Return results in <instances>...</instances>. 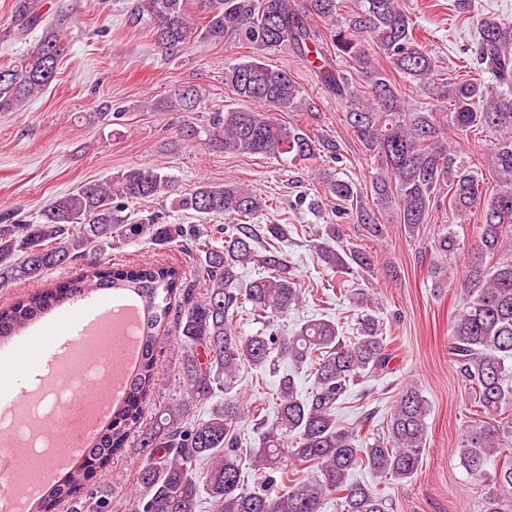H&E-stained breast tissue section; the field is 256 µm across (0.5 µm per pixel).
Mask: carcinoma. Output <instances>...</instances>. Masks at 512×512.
<instances>
[{"label":"carcinoma","mask_w":512,"mask_h":512,"mask_svg":"<svg viewBox=\"0 0 512 512\" xmlns=\"http://www.w3.org/2000/svg\"><path fill=\"white\" fill-rule=\"evenodd\" d=\"M196 4L205 20L201 26L189 13L188 0H131L128 23L148 27L158 47L171 54L194 36L214 43L238 37L261 51L291 46L316 69L320 83L347 102L346 122L379 167L371 182L377 206L396 208L399 223L411 232L446 207L455 221L473 220L467 270L455 283L462 307L450 326L449 354L478 395L483 416L464 427L457 450L466 473L489 482L480 512H509L512 456L503 457V439H512V28L494 16L479 21L478 38L469 48L478 77L442 84L439 96L451 105L443 115L434 109L406 111L385 72L387 65L425 87L435 71V60L401 0H359L355 10L344 14L341 0ZM13 24L22 33L40 27L42 34L26 53L0 67V112H14L42 94L54 81L64 52L63 38L40 13L39 0H17ZM337 58L362 69L365 89L340 75ZM224 84L247 107L210 113L202 130L188 121L180 135H204L210 147L225 153L329 164L319 179L336 207L334 221L315 230L325 241L321 257L340 274L371 269L367 254L344 245L342 223L360 191L338 176L340 146L317 129L274 116L313 114L314 104L295 80L252 58L226 66ZM199 100V90L187 86L151 103L150 109L193 112ZM450 127L464 134L480 129L496 135L489 167L499 190H483L475 163L447 140ZM171 191L172 179L162 169L133 166L56 198L33 223H20L13 211L0 214V288L42 281L58 268L79 267L76 276L60 284L1 305L0 341L21 335L43 314L103 290L131 293L143 308L140 355L129 373L124 401L112 409V419L74 469L37 499L35 512H61L65 504L82 500L94 478L108 471L135 437L146 461L130 491V512H203L205 507L208 512H322L329 498L336 500L337 512H390L381 492L354 480L353 472L367 469L383 483L411 480L421 461L429 405L418 389L405 387L386 430L370 439L336 421V409L352 387L381 375L392 359L373 299L359 293L360 329L352 337L322 316L290 331L281 328L280 318L302 302L305 289L282 258L288 225L253 223L269 207L268 200L240 184L202 181L192 192L173 198L171 208L232 223L219 228L171 224L164 213L130 212L134 204ZM356 221L373 237L382 232L369 210H358ZM137 239L163 247L175 242L196 254L195 278L201 287H192L170 265L114 267L102 262L106 250ZM458 250L460 240L451 231L433 241V251L442 259L455 257ZM249 265L268 273L244 279L240 271ZM177 300L184 311L174 334L166 338L182 354L178 391L155 405L160 331ZM236 314L261 324V332L238 335ZM279 361L289 368L278 379L275 420L261 422L259 448L244 453L238 423L265 414L233 394L239 371L246 364L264 370ZM302 370L313 379L306 393L296 378ZM213 399L207 414L193 415L194 408ZM148 409L153 422L143 431ZM246 460L261 475L257 490L245 486ZM298 470L310 476L299 478Z\"/></svg>","instance_id":"cac0c4a2"}]
</instances>
